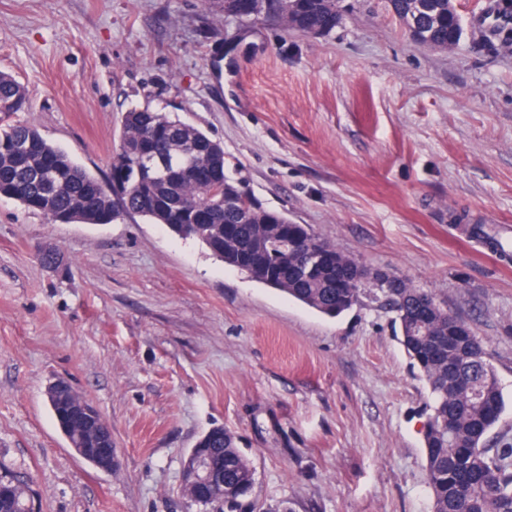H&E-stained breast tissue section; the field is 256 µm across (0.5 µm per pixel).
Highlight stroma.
<instances>
[{
	"label": "stroma",
	"instance_id": "35a3bbf8",
	"mask_svg": "<svg viewBox=\"0 0 512 512\" xmlns=\"http://www.w3.org/2000/svg\"><path fill=\"white\" fill-rule=\"evenodd\" d=\"M340 6L313 37L225 20L221 0H0V71L27 94L15 121L91 175L128 109L171 113L264 207L432 292L496 368L509 405L485 445L510 446L512 54L418 44L388 0ZM59 378L111 426V471L54 423ZM427 401L376 300L330 318L144 217L54 224L0 198V468L37 512H220L183 492L216 426L257 512H432Z\"/></svg>",
	"mask_w": 512,
	"mask_h": 512
}]
</instances>
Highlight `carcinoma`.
Here are the masks:
<instances>
[{"label": "carcinoma", "instance_id": "cac0c4a2", "mask_svg": "<svg viewBox=\"0 0 512 512\" xmlns=\"http://www.w3.org/2000/svg\"><path fill=\"white\" fill-rule=\"evenodd\" d=\"M238 16L253 24L272 22L296 31L330 34L342 21L338 0H237ZM391 10L417 43L439 50L457 46L464 28L448 24L451 0H389ZM512 10L499 0L484 6L485 49L512 52ZM27 103L24 87L0 72V197L43 214L52 223L109 224L125 215L145 217L171 232L194 238L214 256L243 259L239 270L276 288L307 307L337 317L365 294L383 301L395 313L401 344L426 382L430 404L423 427L425 471L433 512H512V446L491 453L484 448L499 421L505 400L496 371L481 342L461 319L439 306L427 323L417 319L423 300L434 295L407 282L398 288L370 280L336 287V262L326 252L353 258L315 234L293 224L284 213L266 209L247 193L241 179L225 172L224 148L202 130L148 106L124 114L111 171L124 180L119 193L76 164L62 148L38 130L11 121ZM211 178L198 183L196 167ZM66 440L77 442L67 410L49 404ZM198 444L224 455V512H243L255 471L222 427L205 433ZM25 483L0 469V512H32Z\"/></svg>", "mask_w": 512, "mask_h": 512}]
</instances>
